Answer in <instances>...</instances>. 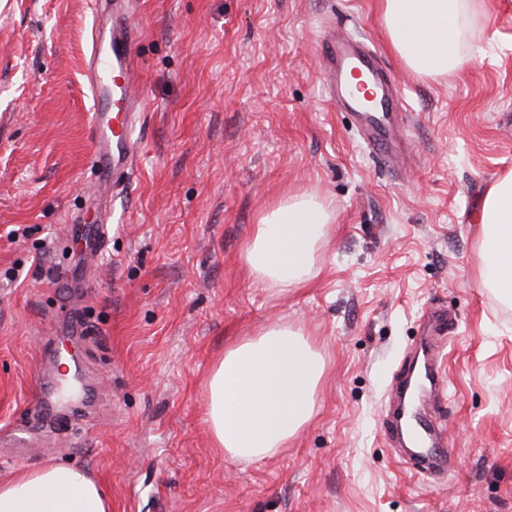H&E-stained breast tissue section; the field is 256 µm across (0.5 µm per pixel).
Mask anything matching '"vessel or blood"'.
Listing matches in <instances>:
<instances>
[{"mask_svg": "<svg viewBox=\"0 0 512 512\" xmlns=\"http://www.w3.org/2000/svg\"><path fill=\"white\" fill-rule=\"evenodd\" d=\"M125 0H112V18H93L84 86L92 106L88 129L92 142V161L99 172L91 202L98 215L94 224H82L71 217L74 225H82L83 236L93 252H100L107 242L110 209L118 185L130 178L136 153L135 123L142 106L137 84V65L132 46L139 31L124 9ZM320 51L326 61L324 85L338 109L353 113L361 125V135L368 147L387 163H395L394 131L403 122V104L393 91L390 74L383 71L374 53L336 41L331 36L320 40ZM422 365L417 373L418 388L438 390L443 376L435 364V346H425ZM403 417L411 421L414 442L420 453L417 464L431 470L441 433L425 407L406 408Z\"/></svg>", "mask_w": 512, "mask_h": 512, "instance_id": "1", "label": "vessel or blood"}]
</instances>
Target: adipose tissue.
<instances>
[{
  "label": "adipose tissue",
  "mask_w": 512,
  "mask_h": 512,
  "mask_svg": "<svg viewBox=\"0 0 512 512\" xmlns=\"http://www.w3.org/2000/svg\"><path fill=\"white\" fill-rule=\"evenodd\" d=\"M473 0H382L392 49L420 74L475 63L462 39ZM333 217L308 194L283 197L254 225L245 260L254 280L278 293L305 287L318 273ZM478 285L512 304V172L481 205ZM325 360L302 325L268 324L226 346L207 384L213 448L241 464L277 454L312 420ZM0 512H112L108 495L79 468L48 464L0 482Z\"/></svg>",
  "instance_id": "obj_1"
}]
</instances>
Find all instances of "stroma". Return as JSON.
I'll return each mask as SVG.
<instances>
[{
	"mask_svg": "<svg viewBox=\"0 0 512 512\" xmlns=\"http://www.w3.org/2000/svg\"><path fill=\"white\" fill-rule=\"evenodd\" d=\"M94 0H0V480L86 470L112 512H512V306L478 287L483 197L512 171V0H484L440 76L392 51L380 0H130L144 97L132 183L94 223L84 89ZM333 32L375 51L410 114L381 165L323 87ZM336 217L320 272L278 295L244 260L286 194ZM449 475L389 428L432 311ZM285 320L325 358L288 448L218 454L207 381L229 342Z\"/></svg>",
	"mask_w": 512,
	"mask_h": 512,
	"instance_id": "obj_1",
	"label": "stroma"
}]
</instances>
